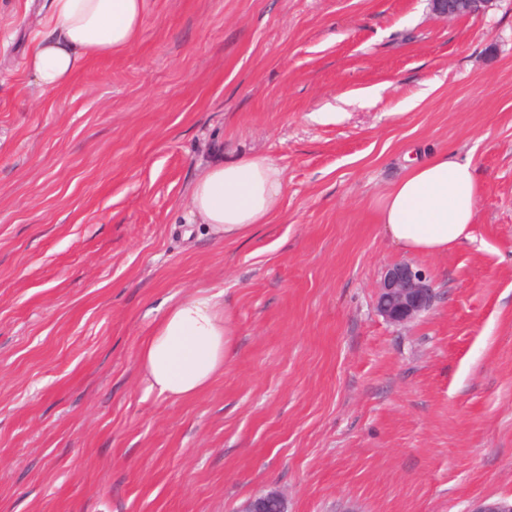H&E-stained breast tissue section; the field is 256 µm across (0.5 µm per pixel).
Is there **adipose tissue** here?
<instances>
[{"mask_svg": "<svg viewBox=\"0 0 512 512\" xmlns=\"http://www.w3.org/2000/svg\"><path fill=\"white\" fill-rule=\"evenodd\" d=\"M149 0H51V25L25 66L38 88H66L94 57L122 54L137 41ZM283 192L282 173L261 158L209 167L193 184L192 217L216 238L236 240L267 223ZM470 160L448 152L414 163L376 204L378 221L402 250L441 255L470 240L478 205ZM230 314L217 296L187 295L144 338L139 365L148 391L195 397L224 372L231 349Z\"/></svg>", "mask_w": 512, "mask_h": 512, "instance_id": "1", "label": "adipose tissue"}]
</instances>
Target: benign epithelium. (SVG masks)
<instances>
[{"label": "benign epithelium", "mask_w": 512, "mask_h": 512, "mask_svg": "<svg viewBox=\"0 0 512 512\" xmlns=\"http://www.w3.org/2000/svg\"><path fill=\"white\" fill-rule=\"evenodd\" d=\"M491 0H431L432 11L442 19L483 13ZM434 299L433 288L421 270L408 263H395L385 268L377 288V311L389 323L401 325L413 321L429 310ZM276 512H287L286 501L277 491H269L246 501L239 512H265L269 505ZM470 512H512V502L481 500Z\"/></svg>", "instance_id": "obj_1"}]
</instances>
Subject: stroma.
Returning <instances> with one entry per match:
<instances>
[{
    "label": "stroma",
    "mask_w": 512,
    "mask_h": 512,
    "mask_svg": "<svg viewBox=\"0 0 512 512\" xmlns=\"http://www.w3.org/2000/svg\"><path fill=\"white\" fill-rule=\"evenodd\" d=\"M49 0H0V512H468L512 498V0H150L126 53L63 90L25 57ZM471 159L473 237L403 252L375 203L412 160ZM284 192L221 241L190 225L209 164ZM429 311L375 308L386 266ZM229 311L200 396L146 391L165 308ZM492 0H431L432 11L442 19L483 13ZM433 288L421 270L408 263L385 268L377 288V311L389 323L401 325L429 310ZM270 504L276 505L277 512L287 511L285 498L281 493L273 490L249 499L242 505L239 512H266L265 509Z\"/></svg>",
    "instance_id": "stroma-1"
}]
</instances>
